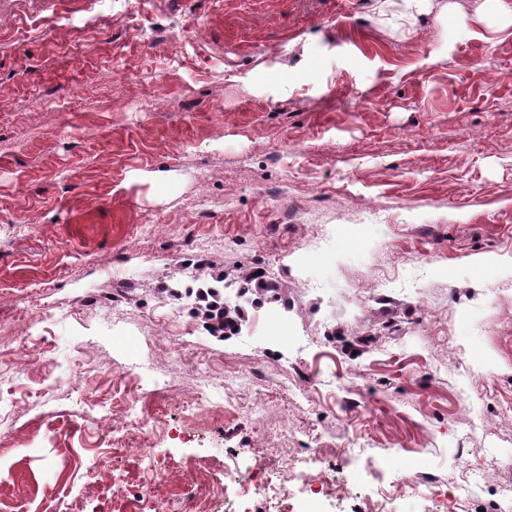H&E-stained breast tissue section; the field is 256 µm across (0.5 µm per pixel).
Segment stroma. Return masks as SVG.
Returning a JSON list of instances; mask_svg holds the SVG:
<instances>
[{
  "mask_svg": "<svg viewBox=\"0 0 512 512\" xmlns=\"http://www.w3.org/2000/svg\"><path fill=\"white\" fill-rule=\"evenodd\" d=\"M476 6L0 0V512H181L191 484L284 512L242 479L316 512H497L512 27ZM215 281L247 314L223 340L185 297ZM126 418H128L129 426L143 433H147L157 423L156 417L146 406H139L137 402L128 405Z\"/></svg>",
  "mask_w": 512,
  "mask_h": 512,
  "instance_id": "obj_1",
  "label": "stroma"
}]
</instances>
